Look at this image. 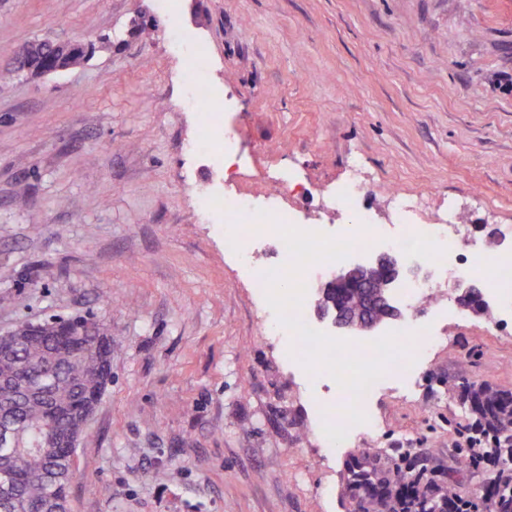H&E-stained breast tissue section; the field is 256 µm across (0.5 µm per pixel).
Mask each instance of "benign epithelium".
Returning a JSON list of instances; mask_svg holds the SVG:
<instances>
[{
    "mask_svg": "<svg viewBox=\"0 0 512 512\" xmlns=\"http://www.w3.org/2000/svg\"><path fill=\"white\" fill-rule=\"evenodd\" d=\"M39 43L44 45L42 56L37 57L21 50L15 55V69L30 76H48L68 69L65 61L66 54L73 49H81L86 55L92 54V43L82 38L59 41L43 38ZM399 275V265L396 257L382 254L375 259L356 263L344 271L334 275L326 283V287L334 291L356 292L364 297V305L353 310L336 308L333 323L336 328L345 332H367L377 328L382 321L371 318V309L387 303L385 295L378 291L383 285L387 288L394 286ZM457 287L463 292L457 297L462 306L478 311L485 307V302L473 304L471 300L479 296L478 288L461 279Z\"/></svg>",
    "mask_w": 512,
    "mask_h": 512,
    "instance_id": "1",
    "label": "benign epithelium"
}]
</instances>
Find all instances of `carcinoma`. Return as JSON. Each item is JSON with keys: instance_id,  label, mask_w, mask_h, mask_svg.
Returning a JSON list of instances; mask_svg holds the SVG:
<instances>
[{"instance_id": "1", "label": "carcinoma", "mask_w": 512, "mask_h": 512, "mask_svg": "<svg viewBox=\"0 0 512 512\" xmlns=\"http://www.w3.org/2000/svg\"><path fill=\"white\" fill-rule=\"evenodd\" d=\"M87 320L66 319L24 323L13 330L14 342L0 341V425L12 427V440L0 442V479L14 477L12 500L0 498V512H47L46 475L57 477L59 491L68 496L67 467L57 455L80 441L107 385L112 382V342L102 332L91 335ZM464 399L483 440L498 452L495 463H512V392L490 385L464 387ZM417 483L410 471L374 487L364 512ZM455 499L458 512H471L472 502L455 485L436 487L410 507L412 512H443ZM495 512H512V484L504 479L493 492Z\"/></svg>"}]
</instances>
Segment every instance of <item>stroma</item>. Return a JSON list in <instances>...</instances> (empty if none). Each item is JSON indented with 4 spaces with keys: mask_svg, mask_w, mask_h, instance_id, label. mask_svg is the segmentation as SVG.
I'll use <instances>...</instances> for the list:
<instances>
[{
    "mask_svg": "<svg viewBox=\"0 0 512 512\" xmlns=\"http://www.w3.org/2000/svg\"><path fill=\"white\" fill-rule=\"evenodd\" d=\"M183 32L238 134L229 182L188 150L206 116ZM45 36L97 49L0 83V334L88 313L112 337L70 512H362V461L378 483L415 464L479 499L492 471L461 464V386L512 392V297L465 309L466 265L408 263L438 285L413 390H382L373 432L330 448L256 286L286 258L270 241L243 272L200 202L275 194L289 168L311 191L288 208L333 235L345 220L318 192L355 159L377 224L398 185L425 193L421 221L455 205L463 243H512V0H0V68Z\"/></svg>",
    "mask_w": 512,
    "mask_h": 512,
    "instance_id": "35a3bbf8",
    "label": "stroma"
}]
</instances>
